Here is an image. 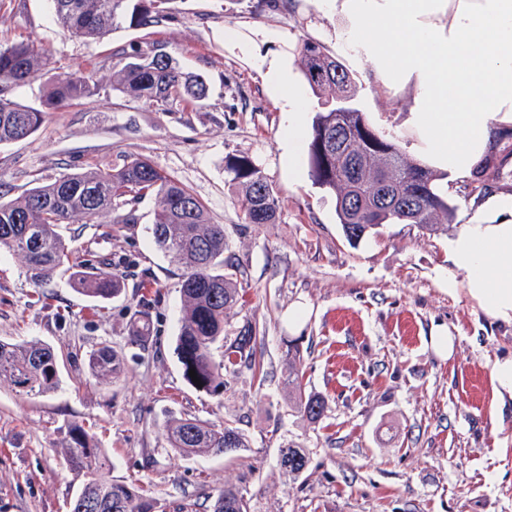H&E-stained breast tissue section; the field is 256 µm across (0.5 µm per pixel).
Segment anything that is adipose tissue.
Wrapping results in <instances>:
<instances>
[{
  "label": "adipose tissue",
  "mask_w": 512,
  "mask_h": 512,
  "mask_svg": "<svg viewBox=\"0 0 512 512\" xmlns=\"http://www.w3.org/2000/svg\"><path fill=\"white\" fill-rule=\"evenodd\" d=\"M352 20L357 57L386 86L413 83L407 122L435 166L468 177L512 126V0H328ZM257 32L241 51L283 114L282 158L299 172L307 102L284 54ZM448 293L512 324V195H491L448 240Z\"/></svg>",
  "instance_id": "ef3b65f1"
}]
</instances>
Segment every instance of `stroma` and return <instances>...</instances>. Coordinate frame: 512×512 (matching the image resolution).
Here are the masks:
<instances>
[{"label":"stroma","mask_w":512,"mask_h":512,"mask_svg":"<svg viewBox=\"0 0 512 512\" xmlns=\"http://www.w3.org/2000/svg\"><path fill=\"white\" fill-rule=\"evenodd\" d=\"M349 20L324 0H177L156 26H122L103 41L75 37L53 20L49 0H0V47L33 43L48 58L13 100L42 107L51 81L110 72L118 48L161 46L210 92L202 105L164 112L111 91L48 110L29 139L0 146V180L14 194L63 172L122 166L148 157L206 204L223 225L248 288L230 334L256 326L264 377L244 371L227 392L191 386L175 353L182 299L180 272L155 247L152 198L134 224H66L78 263L107 266L121 277L119 296L92 301L67 277L36 284L15 255L0 249V339L40 340L60 361L61 384L43 397L0 385V512H68L83 476L65 459L67 430L78 424L113 462L112 477L138 479L163 512H213L225 484L247 490L254 512H512V398L494 401L496 358L512 354V325L494 321L465 295H449L447 235L414 224H387L359 244L345 239L336 195L315 183L307 157L299 178L282 164L283 117L247 55L224 39L267 31L288 44L290 78L318 104L297 47L323 44L352 72L357 107L395 132L402 148L416 134L405 123L413 89L371 78L337 32ZM251 157L279 196L276 223H245L225 163ZM304 308L295 321L291 313ZM150 322L142 345L128 337L133 320ZM452 328L456 349L438 357L432 327ZM304 356L308 390L328 402L318 425L290 412L284 386L288 341ZM110 346L124 370L91 376L90 354ZM192 415L215 426L238 418L251 448L183 458L165 426ZM311 451L305 479L284 478L278 445Z\"/></svg>","instance_id":"1"}]
</instances>
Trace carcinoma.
Returning a JSON list of instances; mask_svg holds the SVG:
<instances>
[{
	"label": "carcinoma",
	"instance_id": "obj_1",
	"mask_svg": "<svg viewBox=\"0 0 512 512\" xmlns=\"http://www.w3.org/2000/svg\"><path fill=\"white\" fill-rule=\"evenodd\" d=\"M177 0H51L58 25L87 42L103 40L127 23L149 27L165 20ZM303 75L321 111L312 124L308 160L316 183L336 193V214L342 232L357 244L384 224H416L431 236L448 234V200L438 193L437 181L448 177L410 162L398 136L378 129L353 106L357 85L351 72L322 44L304 40L298 49ZM44 66L34 46L20 42L0 48V145L34 135L44 111L19 104L9 91L29 84ZM143 99L166 112L177 104L199 103L208 88L200 75L185 73L159 46L122 52L112 73L101 79L75 75L56 81L46 105L63 107L93 96L102 89ZM507 158L485 161L475 175L480 183L509 176ZM230 182L241 189L240 208L247 224L277 220L278 192L248 156L227 161ZM12 187L0 181V247L12 251L27 267L30 278L42 283L69 263L71 250L60 232L64 224H134L135 206L150 196L156 201L151 235L157 249L180 270L182 309L176 354L184 375L195 370L194 387L214 392L228 385V377L244 370L263 375L256 359L253 327L231 337L226 326L244 291L240 267L224 225L211 223L203 202L145 157H133L120 167L65 172L53 181L11 198ZM73 285L93 300H107L121 292L116 274L94 267L72 273ZM222 359L215 360V352ZM286 386L294 408L311 423L326 417L324 397L306 392L299 346L288 345ZM101 380L118 377L122 360L108 346L94 351L88 362ZM0 383L20 396H46L59 388L58 357L39 340H0ZM171 448L184 458L238 453L250 448L245 432L228 418L217 428L195 417L175 418L166 424ZM67 463L83 475L80 493L70 512H154L157 502L143 485L112 479V462L80 425L68 429ZM288 459L280 472L297 480L309 465V453L288 441L279 444ZM213 512H251V498L230 485L217 494Z\"/></svg>",
	"mask_w": 512,
	"mask_h": 512
}]
</instances>
